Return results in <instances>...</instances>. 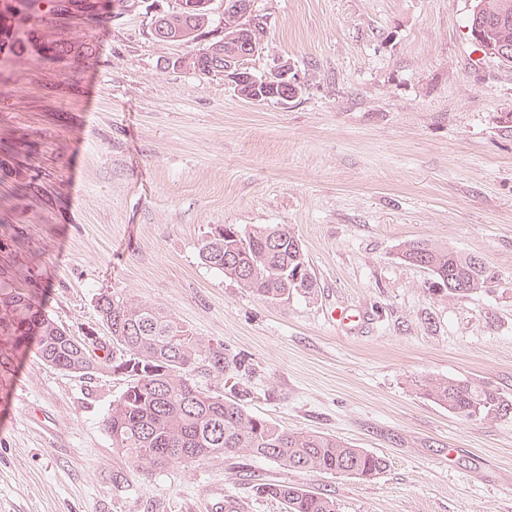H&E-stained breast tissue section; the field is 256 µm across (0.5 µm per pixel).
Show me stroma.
<instances>
[{
    "label": "stroma",
    "mask_w": 512,
    "mask_h": 512,
    "mask_svg": "<svg viewBox=\"0 0 512 512\" xmlns=\"http://www.w3.org/2000/svg\"><path fill=\"white\" fill-rule=\"evenodd\" d=\"M174 6L136 0L98 25L38 0L24 29L70 52L0 53V269L81 341L108 338L100 293L161 306L224 352L199 386L387 465L363 481L219 456L116 484L127 462L102 420L125 375L0 336V512H284L256 492L281 481L339 512H512V417L462 420L413 386L512 398V66L472 39L474 0H253L267 37L246 65L290 62L302 92L285 105L184 66L209 40L156 38ZM224 224L291 225L314 295L266 300L205 265ZM420 239L480 257L499 286L432 291L399 258ZM342 307L361 323L332 321Z\"/></svg>",
    "instance_id": "stroma-1"
}]
</instances>
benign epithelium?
<instances>
[{"label":"benign epithelium","instance_id":"obj_1","mask_svg":"<svg viewBox=\"0 0 512 512\" xmlns=\"http://www.w3.org/2000/svg\"><path fill=\"white\" fill-rule=\"evenodd\" d=\"M253 29L252 0H226L224 2V31L233 33L237 44L243 49L232 56L224 58L226 65L222 70L224 77L237 85V89H246L243 98L255 102H266L271 98H279L282 102L298 97L302 86L293 74L291 66L286 62L279 63L271 73L257 79L251 71L243 66V60L258 54L262 50L263 41L251 37ZM289 85L293 88L292 95H278L276 88Z\"/></svg>","mask_w":512,"mask_h":512}]
</instances>
